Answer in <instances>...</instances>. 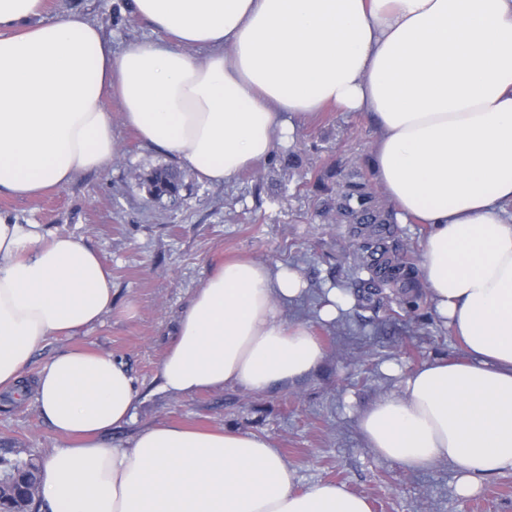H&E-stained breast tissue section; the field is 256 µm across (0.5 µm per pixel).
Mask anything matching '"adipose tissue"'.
Listing matches in <instances>:
<instances>
[{"mask_svg": "<svg viewBox=\"0 0 512 512\" xmlns=\"http://www.w3.org/2000/svg\"><path fill=\"white\" fill-rule=\"evenodd\" d=\"M157 40L122 53L46 0H0V192L31 198L112 158L125 125L211 183L231 180L328 105L364 112L375 180L404 222L430 225L421 277L466 356L434 359L363 410L358 431L408 474L445 464L467 498L512 474V0H130ZM204 59H196L195 51ZM293 269L217 265L183 309L159 371L173 396L263 393L325 358L283 306ZM112 278L72 235L0 217V392L65 438L40 464L43 512H371L343 485L298 489L268 437L157 424L110 446L135 381L108 353L63 352L23 385L53 336L101 322Z\"/></svg>", "mask_w": 512, "mask_h": 512, "instance_id": "1", "label": "adipose tissue"}]
</instances>
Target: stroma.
<instances>
[{
  "label": "stroma",
  "mask_w": 512,
  "mask_h": 512,
  "mask_svg": "<svg viewBox=\"0 0 512 512\" xmlns=\"http://www.w3.org/2000/svg\"><path fill=\"white\" fill-rule=\"evenodd\" d=\"M78 13L111 39L114 52L155 40L152 27L126 0H47V17ZM115 152L103 169L79 174L67 187L38 198L0 194V213L44 234H71L95 249L112 274V309L94 327L49 339L31 361L39 368L77 347L124 361L139 387L134 418L108 441L129 442L159 423L249 431L267 436L295 466L299 488L321 481L344 485L368 499L372 512H512V474L487 479L481 492L459 498L453 468L407 474L366 448L357 428L360 411L397 390L404 374L436 358L464 351L428 302L410 310L392 300L379 312L350 308L333 323L318 319L328 290L355 291L348 227L324 207L336 184L316 185L332 169L373 179L377 129L362 112L325 110L230 181L210 184L187 172L176 211L151 205L133 174L168 163L145 146L107 101ZM250 257L295 270L307 290L285 309L308 323L326 356L299 380L262 394L228 386L188 397L157 388L159 368L181 310L222 260ZM63 439L41 417L34 399L0 394V450L8 457L43 458Z\"/></svg>",
  "instance_id": "obj_1"
}]
</instances>
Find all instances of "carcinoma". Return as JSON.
I'll return each mask as SVG.
<instances>
[{
	"mask_svg": "<svg viewBox=\"0 0 512 512\" xmlns=\"http://www.w3.org/2000/svg\"><path fill=\"white\" fill-rule=\"evenodd\" d=\"M147 200L175 207L186 188L182 173L162 165L138 176ZM340 220L351 225L359 270L367 273L360 280L359 301L380 309L382 290L391 288L403 294L404 304L413 306L421 297L416 290L417 270L412 252L395 242V225L390 222L377 196L367 185L347 180L333 200ZM38 464L33 459L0 458V512H35L38 497Z\"/></svg>",
	"mask_w": 512,
	"mask_h": 512,
	"instance_id": "obj_1",
	"label": "carcinoma"
}]
</instances>
